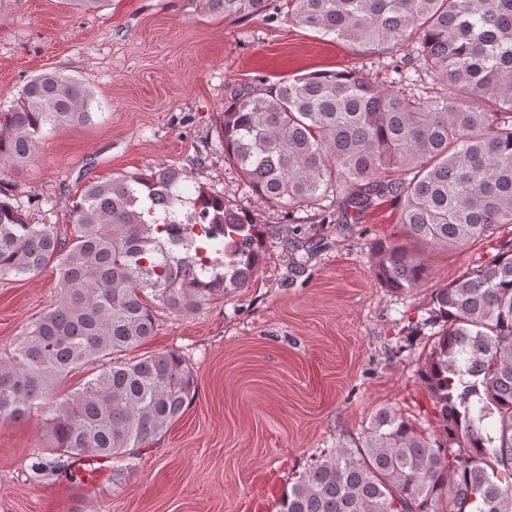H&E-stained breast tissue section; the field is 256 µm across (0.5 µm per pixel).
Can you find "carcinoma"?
Listing matches in <instances>:
<instances>
[{"instance_id": "cac0c4a2", "label": "carcinoma", "mask_w": 512, "mask_h": 512, "mask_svg": "<svg viewBox=\"0 0 512 512\" xmlns=\"http://www.w3.org/2000/svg\"><path fill=\"white\" fill-rule=\"evenodd\" d=\"M226 19L268 0H202ZM299 27L392 56V83L359 68L315 71L236 91L217 118L224 157L252 194L293 222L331 195L341 216L398 203L404 242L373 251L377 281L409 291L426 276L410 248L453 250L512 224V0H284ZM416 59L395 58L407 36ZM436 77L427 96L422 75ZM82 79L46 71L0 113V166L25 167L51 130L92 119ZM183 172L118 174L71 204L70 237L0 200V280L56 261L57 299L0 355V422L52 407V452L32 472L79 473L67 456L129 469L184 413L196 378L175 351L128 357L152 336L151 302L182 312L245 288L266 225ZM426 322L444 323L420 376L444 438L393 411L372 416L362 446L340 448L284 491L278 512H512V242L485 266L435 289ZM91 378L57 399L77 368Z\"/></svg>"}]
</instances>
